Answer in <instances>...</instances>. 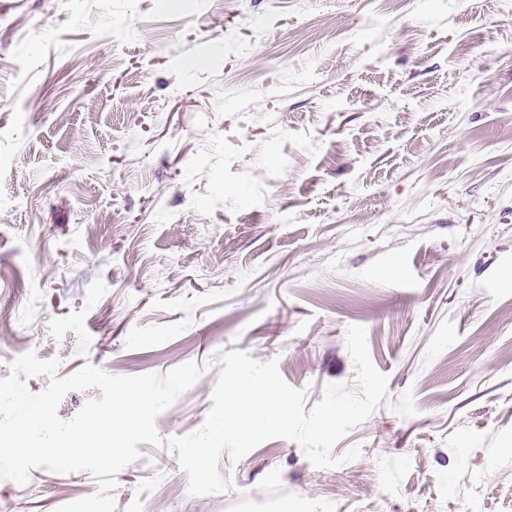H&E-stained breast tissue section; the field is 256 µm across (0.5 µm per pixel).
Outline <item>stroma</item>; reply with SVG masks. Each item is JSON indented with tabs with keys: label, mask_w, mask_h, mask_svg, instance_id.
Returning <instances> with one entry per match:
<instances>
[{
	"label": "stroma",
	"mask_w": 512,
	"mask_h": 512,
	"mask_svg": "<svg viewBox=\"0 0 512 512\" xmlns=\"http://www.w3.org/2000/svg\"><path fill=\"white\" fill-rule=\"evenodd\" d=\"M339 36H322L326 19ZM0 378L204 373L156 420L199 429L219 352L314 407L360 325L390 401L315 467L269 440L188 492L139 444L115 512H512V19L499 0H0ZM86 471L0 479L57 512Z\"/></svg>",
	"instance_id": "obj_1"
}]
</instances>
